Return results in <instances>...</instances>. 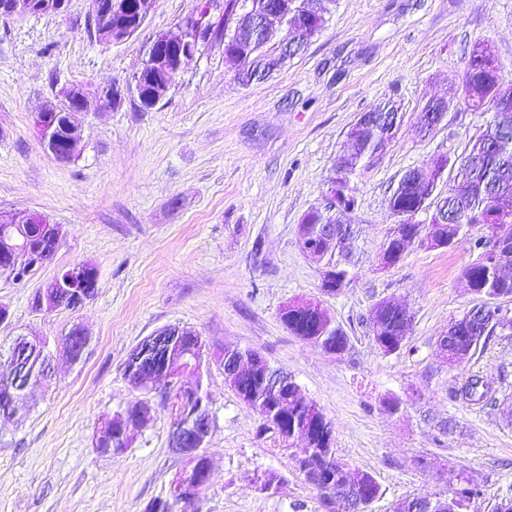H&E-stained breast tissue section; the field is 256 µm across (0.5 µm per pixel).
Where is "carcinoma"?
I'll return each mask as SVG.
<instances>
[{
    "mask_svg": "<svg viewBox=\"0 0 512 512\" xmlns=\"http://www.w3.org/2000/svg\"><path fill=\"white\" fill-rule=\"evenodd\" d=\"M326 18L311 16L307 12V0H298L297 9L288 18L289 26H313L324 28ZM208 38L224 44V51H240L245 61L238 69L239 79L250 82L270 77L285 66L283 51L274 49L272 35L257 32L251 17L245 15L238 20L229 33H219L209 28ZM464 104L473 112L490 114L484 130L473 139L464 154L453 163L455 174L448 185L446 197L437 201L429 225L438 228V246H450L460 235L479 225L495 233L507 226L512 228V79H505L496 64L487 42L474 45L463 75V80L448 104ZM399 112L395 104L388 101L368 112L367 118L359 120L348 133L347 151L337 159L335 165L336 192H349V175L363 160H371L385 151L398 127ZM431 158L421 166L407 171L390 199L392 214H414L426 211L431 204L426 202L423 188L437 185ZM329 214L318 209L309 211L302 219L299 229L301 250L313 249L324 266L331 269L327 294L336 295L350 287L357 278L355 254L357 236L345 208L327 206ZM48 224H33L27 227L23 242L35 243L43 250H50L47 237ZM478 256L464 269L470 289L483 303L471 308L462 317L448 325L450 341L444 360L449 366L463 363L480 345L496 334L497 330L512 329V317H499L502 307L499 301L512 300V277L504 270L512 267V242L503 245L501 238L491 241L481 239ZM44 302L48 308L70 307L69 291L66 288H46ZM373 339L386 353L399 351L406 340L409 327L391 301L378 303L372 311ZM282 321L288 330L307 341L320 346L329 354H341L348 345V336L335 323L327 309L321 304L291 305L282 312ZM169 352L158 348L150 338L143 339L138 346L141 354L127 359L125 374L137 387L152 391L161 378L173 376L175 354L188 350L193 353L200 369L203 362L204 344L192 330L169 337ZM66 353L74 362L83 360L89 346L86 336H65ZM44 340L31 341L23 336L8 343L0 342V363L7 364L8 372L0 373V408L11 405L15 412L22 405L28 390L43 383L50 373L51 355ZM259 355L252 349H226L224 360L241 366L240 379L231 384L239 399L247 403L260 417L259 434L289 427L292 434L304 437L311 468L303 475V481L313 486L319 494L323 512L327 502L336 500L341 493L347 504L367 507L381 495V486L369 473H354L348 463L336 457L332 423L326 419L317 405L306 400L299 386L288 380L274 385L282 378L283 369L274 367L269 361L251 363V357ZM175 408L174 420L191 427L202 417L210 416L207 394L199 390L197 397L188 402L176 396L169 398ZM122 418L115 415L104 421V430L97 433L94 445L103 455L122 453L128 449L132 438L122 439ZM459 486L451 488L446 495L405 498L396 503L394 512H464L478 490L470 480L459 473L451 474ZM182 505L172 496L158 497L150 503L149 512H178Z\"/></svg>",
    "mask_w": 512,
    "mask_h": 512,
    "instance_id": "obj_1",
    "label": "carcinoma"
}]
</instances>
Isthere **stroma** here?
I'll list each match as a JSON object with an SVG mask.
<instances>
[{
    "label": "stroma",
    "instance_id": "35a3bbf8",
    "mask_svg": "<svg viewBox=\"0 0 512 512\" xmlns=\"http://www.w3.org/2000/svg\"><path fill=\"white\" fill-rule=\"evenodd\" d=\"M199 2L156 0L141 28L111 46L96 42L87 0H69L61 15L0 17V211L37 214L63 230L35 275L0 274L9 309L0 340L44 337L55 355L31 410L0 417V512H145L169 494L184 467L169 446L170 407L124 376L131 350L169 325L195 331L207 349L199 380L214 418L204 446L212 468L194 512H320L296 470L304 440L257 437L259 416L226 381L220 354L236 347L288 371L331 421L337 456L381 486L368 512L447 493L451 468L480 489L467 512H492L512 493V333H496L453 368L437 347L449 322L479 302L463 270L483 230L447 248L410 244L387 269L378 256L402 175L435 155L455 159L485 126L484 114L457 105L422 133L425 101L459 86L469 50L483 40L512 77V0H334L324 29L267 80L242 83L223 45L207 42L167 96L142 109L126 83L155 37L177 33ZM111 83L123 87L115 106L77 116V159L41 147L34 115L46 101H60L69 84ZM388 100L401 109L400 129L350 177L358 276L328 296L321 261L299 247V227L325 207L347 132ZM86 261L99 271L92 299L74 310L32 309L59 269ZM384 300L412 319L390 354L373 341L371 311ZM316 302L348 335L342 354L282 322L286 306ZM77 324L90 346L74 364L61 340ZM471 376L490 389L483 401L459 393ZM199 380L186 373L178 383ZM391 398L401 403L394 414L384 407ZM142 401L148 419L132 426L131 448L98 454L101 422ZM266 471L285 477L279 493L259 490Z\"/></svg>",
    "mask_w": 512,
    "mask_h": 512
}]
</instances>
